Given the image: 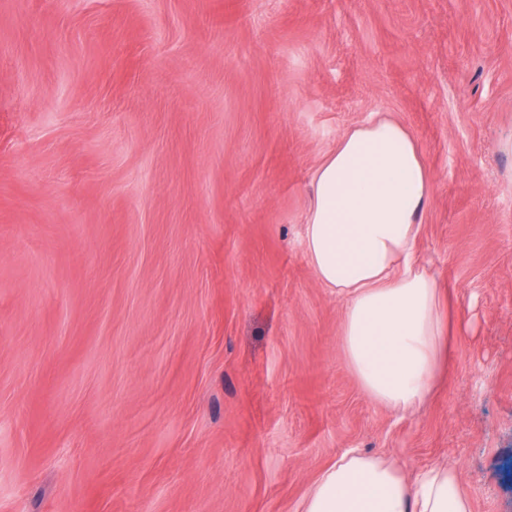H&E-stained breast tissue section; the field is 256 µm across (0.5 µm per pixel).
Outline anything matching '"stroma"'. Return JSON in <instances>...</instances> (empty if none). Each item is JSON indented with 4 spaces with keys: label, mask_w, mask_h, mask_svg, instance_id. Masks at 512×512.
<instances>
[{
    "label": "stroma",
    "mask_w": 512,
    "mask_h": 512,
    "mask_svg": "<svg viewBox=\"0 0 512 512\" xmlns=\"http://www.w3.org/2000/svg\"><path fill=\"white\" fill-rule=\"evenodd\" d=\"M389 113L448 358L369 399L301 240ZM512 0H0V512H302L346 450L512 512Z\"/></svg>",
    "instance_id": "stroma-1"
}]
</instances>
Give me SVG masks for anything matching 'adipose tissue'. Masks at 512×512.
I'll return each instance as SVG.
<instances>
[{"instance_id":"ef3b65f1","label":"adipose tissue","mask_w":512,"mask_h":512,"mask_svg":"<svg viewBox=\"0 0 512 512\" xmlns=\"http://www.w3.org/2000/svg\"><path fill=\"white\" fill-rule=\"evenodd\" d=\"M432 176L413 136L376 116L346 130L314 169L302 250L347 297L345 357L361 390L398 412L431 390L448 343L441 290L416 256ZM303 512H472L452 464L405 478L355 450L313 484Z\"/></svg>"}]
</instances>
